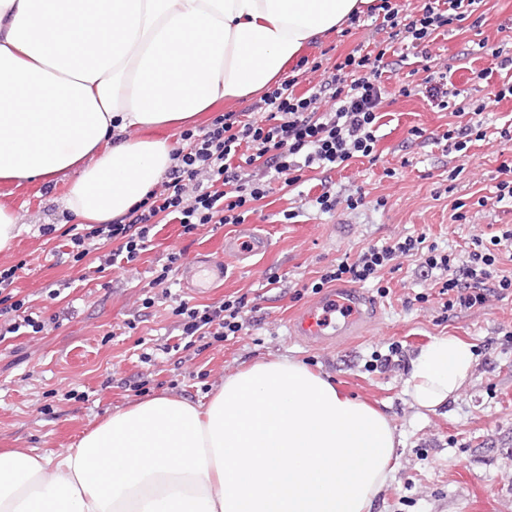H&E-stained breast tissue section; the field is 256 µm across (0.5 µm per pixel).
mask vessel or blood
Masks as SVG:
<instances>
[{"instance_id":"b4317fda","label":"vessel or blood","mask_w":512,"mask_h":512,"mask_svg":"<svg viewBox=\"0 0 512 512\" xmlns=\"http://www.w3.org/2000/svg\"><path fill=\"white\" fill-rule=\"evenodd\" d=\"M270 239L255 225H242L224 240V251L244 262L269 251ZM365 294L356 288H335L305 306L290 326L291 335L319 343L347 335L369 316Z\"/></svg>"}]
</instances>
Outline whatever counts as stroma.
Wrapping results in <instances>:
<instances>
[{
    "mask_svg": "<svg viewBox=\"0 0 512 512\" xmlns=\"http://www.w3.org/2000/svg\"><path fill=\"white\" fill-rule=\"evenodd\" d=\"M372 29L333 32L308 46V61L321 71L289 68L296 94L320 84L351 50L365 43ZM512 53V0H487L480 25L464 21L439 38L429 58L406 50L392 55L393 76L380 113L375 160H353L329 180L336 193L364 192L357 210L338 208L316 213L296 192L273 188L252 216L271 249L250 267L224 262V279L195 288L184 271L169 286L195 304H211L228 295L253 299V321L241 336L178 354L163 353L179 324L168 304L143 308L141 298L150 272L166 254L186 249L187 261L210 264L224 252L225 236L236 225H205L184 234L180 224L164 221L153 247L134 268L94 272L91 259L61 261L55 250L61 231L74 224L63 205L76 171L49 181L0 184V203L15 213L21 228L10 248L0 250V267H17L15 288L29 297L50 324L36 336L0 342V448L60 453L112 414L158 395L205 402L224 380L244 366L286 359L306 365L331 381L341 393L364 401L389 419L399 444L396 469L373 499L370 512H512V296L490 297L481 307L442 313L433 277L414 258L396 260L382 283L360 289L377 307L353 336L308 344L289 334L303 306L315 301L307 289L321 271L370 245H388L406 236L426 235L440 247L461 252L475 237L490 238L512 226V203L479 206L492 196L499 169L512 166V141L497 130L512 121V99L495 101L499 74L479 79L489 70L495 49ZM447 74L460 89L456 110L435 106L425 94L398 92L400 84H418L428 72ZM485 104L486 138L465 152L448 150L440 136L466 123L468 112ZM247 102L221 100L188 127L131 128L130 138L167 140L183 146L184 129L207 126L218 115L242 112ZM420 129L422 137L411 136ZM384 207H376L378 198ZM293 212L284 220V212ZM51 224L54 234L41 235ZM279 277L278 287L267 285ZM388 286L380 296L378 285ZM65 299H51L55 289ZM301 300H294V293ZM136 329H128V321ZM455 336L473 347L469 380L446 404L426 411L413 404L406 390L410 362L434 338ZM401 349L398 364L374 366L376 355L390 345ZM153 354L146 362L142 353Z\"/></svg>",
    "mask_w": 512,
    "mask_h": 512,
    "instance_id": "obj_1",
    "label": "stroma"
}]
</instances>
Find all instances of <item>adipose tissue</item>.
<instances>
[{
  "mask_svg": "<svg viewBox=\"0 0 512 512\" xmlns=\"http://www.w3.org/2000/svg\"><path fill=\"white\" fill-rule=\"evenodd\" d=\"M369 0H0V182L80 168L67 208L109 224L171 165L131 127L196 119L280 78ZM470 344L436 338L407 391L432 411L467 381ZM377 409L301 363L257 362L208 403L160 395L60 454L0 450V512H369L394 470Z\"/></svg>",
  "mask_w": 512,
  "mask_h": 512,
  "instance_id": "1",
  "label": "adipose tissue"
}]
</instances>
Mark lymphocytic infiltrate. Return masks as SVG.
<instances>
[{
  "mask_svg": "<svg viewBox=\"0 0 512 512\" xmlns=\"http://www.w3.org/2000/svg\"><path fill=\"white\" fill-rule=\"evenodd\" d=\"M484 0H421L403 11L396 0H378L376 32L387 45L377 53H349L330 74L335 107L318 111L317 94L298 95L294 81L271 88L243 112H227L198 131L182 134L188 146L172 155L160 189L151 191L120 220L110 224H74L65 246L74 262L98 252L101 267L134 265L150 247L162 218L181 224L190 234L207 224H242L257 214L258 202L270 192L272 181L299 183L304 172L329 173L346 168L351 159L374 158L379 106L388 45L407 43L428 53L441 32L476 14ZM512 248V228L490 240L472 239L465 259L407 237L384 246L362 249L352 261L327 268L313 282L312 292L347 279L367 282L380 278L391 261L420 257L423 267L438 271V296L443 311L483 305L489 296L512 295V274H495L496 249ZM16 267L0 268V341L9 336H35L46 328L27 299L15 298ZM247 295L224 297L212 304L177 301L172 312L179 319L177 341L165 352L189 350L197 341H230L246 329Z\"/></svg>",
  "mask_w": 512,
  "mask_h": 512,
  "instance_id": "1",
  "label": "lymphocytic infiltrate"
}]
</instances>
